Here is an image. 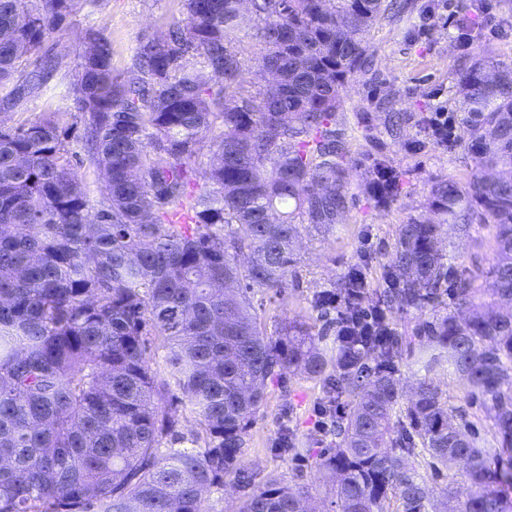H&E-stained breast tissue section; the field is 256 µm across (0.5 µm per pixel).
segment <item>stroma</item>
Segmentation results:
<instances>
[{
	"mask_svg": "<svg viewBox=\"0 0 512 512\" xmlns=\"http://www.w3.org/2000/svg\"><path fill=\"white\" fill-rule=\"evenodd\" d=\"M408 7L378 23L367 35L373 59L372 75H359L346 87L341 128L354 159L345 176L348 208L332 229L303 228L297 244L296 264L282 291L254 290L251 300L268 332L285 322L302 320L323 328L335 318L316 311V293L333 288L351 267L362 265L370 286H377L394 250L399 225L411 219L435 221L429 208L433 183L440 179L467 182L473 163L459 147L426 145L410 151L417 139L415 127L405 126L400 140H392L386 115L392 111L430 113L455 106L457 72L467 62L465 50L451 39L452 29L440 24L423 28L428 0H406ZM483 16V46L502 61L512 62V0H468ZM185 16L183 0H79L64 21L55 41L67 68H74L79 40L87 28L103 30L112 42L115 73L126 71L139 40L152 36L172 19ZM64 90L61 74H54L44 93L27 99L13 111H0V120L18 126L44 112H56ZM378 158L399 175L402 188L385 207L375 203L367 189L369 158ZM490 232L478 226L470 231L443 232V253L457 269L487 265ZM437 380L452 406L463 409L479 433L489 421L465 385L442 371ZM321 383L289 374L268 383L266 400L249 429L243 465L253 476V486L268 477L283 479L293 487L307 488L314 512H332L331 481L319 472L316 461L328 447L320 409ZM292 433L295 448L280 447L282 433Z\"/></svg>",
	"mask_w": 512,
	"mask_h": 512,
	"instance_id": "1",
	"label": "stroma"
}]
</instances>
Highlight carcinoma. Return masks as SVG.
<instances>
[{"label": "carcinoma", "instance_id": "obj_1", "mask_svg": "<svg viewBox=\"0 0 512 512\" xmlns=\"http://www.w3.org/2000/svg\"><path fill=\"white\" fill-rule=\"evenodd\" d=\"M78 0H0V104L39 95L63 56L38 54ZM135 48L122 74L89 29L65 111L83 122L71 153L56 113L0 122V512H205L208 493L242 468L267 382L290 371L324 383L336 437L319 459L334 512H512V63L490 56L459 0L452 39L473 51L458 72L454 136L470 180H440V223L398 227L368 336L328 352L304 321L268 335L248 293L278 291L305 224L346 209L352 161L339 113L365 71V37L389 0H250L260 21L258 89L242 82L241 0H184ZM202 166L190 161L204 156ZM102 176L90 204L80 169ZM369 192L386 205L399 176L380 161ZM491 228L480 273L443 262L440 225ZM367 289L345 275L318 293L341 317ZM429 312L417 331L425 375L404 411L409 343L391 310ZM164 351L150 363L148 345ZM482 401L492 438L469 433L443 398V366ZM197 428L181 429L183 410ZM190 447H184V444ZM460 481L435 500L420 468ZM238 512H312L275 478Z\"/></svg>", "mask_w": 512, "mask_h": 512}]
</instances>
